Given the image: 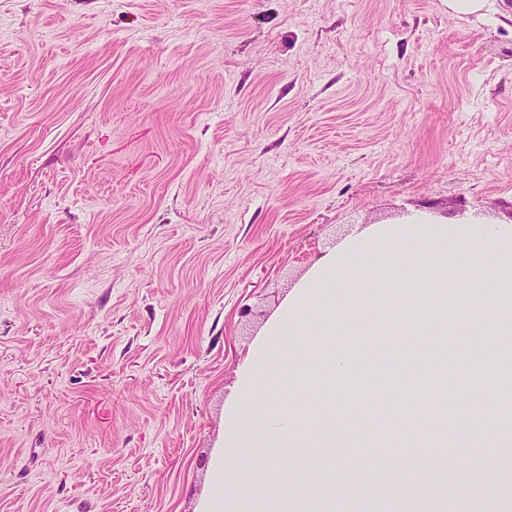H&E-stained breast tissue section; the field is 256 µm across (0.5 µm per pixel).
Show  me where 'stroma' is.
I'll return each mask as SVG.
<instances>
[{
	"instance_id": "obj_1",
	"label": "stroma",
	"mask_w": 512,
	"mask_h": 512,
	"mask_svg": "<svg viewBox=\"0 0 512 512\" xmlns=\"http://www.w3.org/2000/svg\"><path fill=\"white\" fill-rule=\"evenodd\" d=\"M512 222V0H0V512H196L211 454L261 400L237 370L324 254L377 224ZM270 367L280 416L365 440L297 436L276 462L334 480L329 512H512V451L471 456L455 380L443 439L407 404L431 384L365 322ZM337 350L371 392L315 382ZM418 445L406 456L404 445ZM400 483L358 500L347 474Z\"/></svg>"
}]
</instances>
